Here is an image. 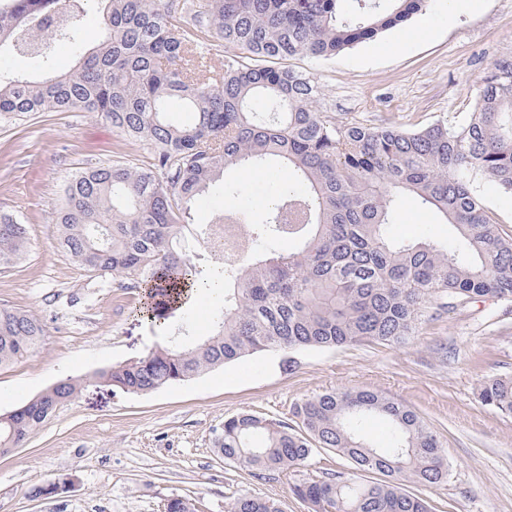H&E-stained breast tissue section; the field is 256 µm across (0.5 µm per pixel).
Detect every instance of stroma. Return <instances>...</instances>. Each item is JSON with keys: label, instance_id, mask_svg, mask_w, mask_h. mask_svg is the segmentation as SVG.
Here are the masks:
<instances>
[{"label": "stroma", "instance_id": "stroma-1", "mask_svg": "<svg viewBox=\"0 0 512 512\" xmlns=\"http://www.w3.org/2000/svg\"><path fill=\"white\" fill-rule=\"evenodd\" d=\"M512 57V0H428L417 17L328 59L288 65L318 82L317 110L337 122L421 129L463 124L493 62ZM153 148L122 136L109 119L82 110L0 117V210L25 224L29 249L0 269V306L43 322L41 344L0 368V415L67 377L83 378L26 443L0 455V512H164L167 500H196L227 512L234 496L276 500L283 512H310L290 484L352 470L338 452L317 448L288 473L255 475L226 463L214 440L226 418L257 412L287 420L295 403L331 391L372 390L414 410L438 436L448 478L409 485L430 512H512V414L485 405L491 377L512 375V306L485 298L455 309H427L408 344L363 341L313 350L294 370L257 354L147 394L97 382L96 372L165 344L135 312L137 289L92 276L60 247L53 222L62 189L76 172L116 163L147 165ZM230 193L200 197L195 223L234 203L260 213L287 184L275 170L227 176ZM395 237L437 241L447 225L405 198ZM71 477L69 491L33 499L34 488Z\"/></svg>", "mask_w": 512, "mask_h": 512}]
</instances>
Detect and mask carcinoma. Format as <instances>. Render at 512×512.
I'll use <instances>...</instances> for the list:
<instances>
[{"mask_svg":"<svg viewBox=\"0 0 512 512\" xmlns=\"http://www.w3.org/2000/svg\"><path fill=\"white\" fill-rule=\"evenodd\" d=\"M341 0H3L0 55L27 60L40 77L0 73V115L81 109L100 112L124 136L154 148L144 167L99 166L73 175L54 229L85 272L111 274L143 291L139 312L155 323L176 317L187 288L224 286L212 329L156 346L95 378L147 394L247 356L270 353L298 365L313 349L365 340L408 343L425 310L480 297L512 302V237L502 235L471 185L472 173L512 193V59L495 62L469 119L407 131L394 125L339 124L314 109L320 87L282 65L296 56L327 59L405 23L428 0H363L349 19ZM105 4L104 37L94 45L84 18ZM224 43L216 66L208 45L183 24ZM76 58L53 69V43ZM187 113L182 121L177 115ZM277 169L300 190L283 189L268 212L249 220L235 210L217 220L244 223L233 259L192 258L190 231L210 240V224L187 225L191 204L229 169ZM454 229L445 242L395 238L402 199ZM285 239L292 247L264 246ZM26 225L0 213V267L27 251ZM44 327L29 311L0 307V367L39 345ZM81 382L67 378L6 416L0 448H16ZM482 401L512 414V376L487 379ZM295 424L253 413L224 420L215 448L250 471L284 472L313 445L346 456L353 471L290 486L312 512H428L405 489L448 477L444 448L410 408L377 392H329L294 406ZM389 425L385 444L367 438L369 418ZM380 474L373 482L366 474ZM229 512H282L240 494Z\"/></svg>","mask_w":512,"mask_h":512,"instance_id":"1","label":"carcinoma"}]
</instances>
